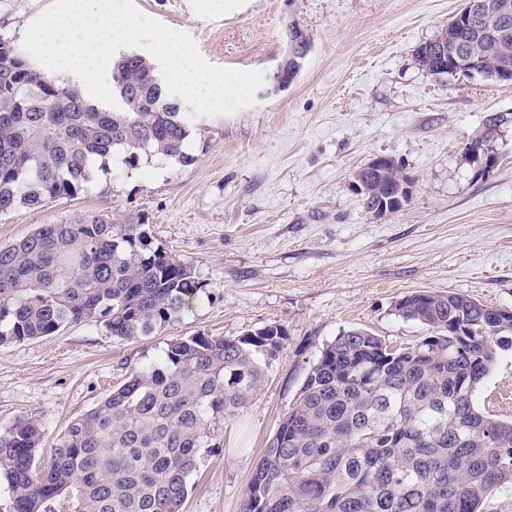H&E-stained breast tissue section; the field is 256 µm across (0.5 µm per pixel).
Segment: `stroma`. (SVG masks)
Here are the masks:
<instances>
[{
    "instance_id": "obj_1",
    "label": "stroma",
    "mask_w": 512,
    "mask_h": 512,
    "mask_svg": "<svg viewBox=\"0 0 512 512\" xmlns=\"http://www.w3.org/2000/svg\"><path fill=\"white\" fill-rule=\"evenodd\" d=\"M186 32L211 64L271 73L289 26L310 40L287 89L260 88L252 105L190 121L183 165L160 156L115 163L78 194L0 213V246L42 224L106 214L148 220L156 245L193 262L204 287L178 322L131 340L80 323L0 344V429L32 415L45 427L48 467L68 423L159 362L170 339L235 338L278 323L287 331L254 402L199 449L182 512H242L264 449L311 364L340 331L364 328L393 347L424 336L393 313L419 290L512 309V83L460 80L418 68L414 51L463 0H134ZM53 0H0V37L22 44ZM493 169L467 153L490 117ZM376 156L398 162L412 196L378 219L351 191ZM512 420V351L475 393Z\"/></svg>"
}]
</instances>
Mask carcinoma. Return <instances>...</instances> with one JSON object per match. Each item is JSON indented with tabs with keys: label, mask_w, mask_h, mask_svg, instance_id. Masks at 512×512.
<instances>
[{
	"label": "carcinoma",
	"mask_w": 512,
	"mask_h": 512,
	"mask_svg": "<svg viewBox=\"0 0 512 512\" xmlns=\"http://www.w3.org/2000/svg\"><path fill=\"white\" fill-rule=\"evenodd\" d=\"M484 13L419 46L429 68L448 54L459 63L434 75L498 81L512 72V35ZM472 54V68L461 54ZM155 65L142 55L112 71L121 104L86 101L59 86L0 38V212L73 197L91 166L116 148L187 165L190 124ZM365 210L396 191L395 161L360 168ZM203 288L189 262L153 245L139 214L44 224L0 246V343L51 336L81 322L120 340L177 322ZM395 315L427 328L393 349L366 329L325 343L253 473L243 512H481L485 498L512 486V421L478 408L473 396L501 351L512 350V319L455 293L420 290L394 303ZM287 336L268 324L238 338L196 334L167 343L159 363L132 371L72 420L50 467L37 466L44 429L20 416L0 430L5 512H182L198 449L224 420L250 406Z\"/></svg>",
	"instance_id": "1"
}]
</instances>
